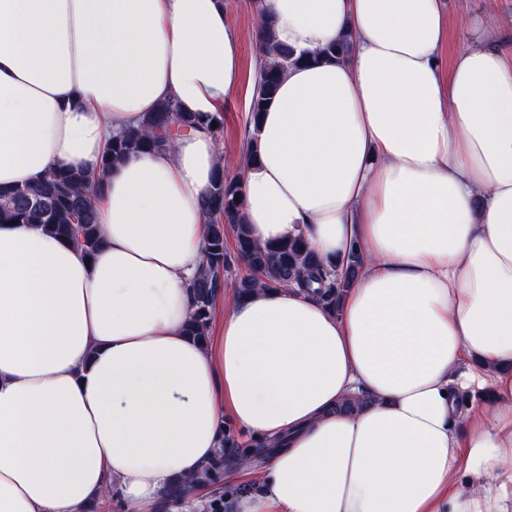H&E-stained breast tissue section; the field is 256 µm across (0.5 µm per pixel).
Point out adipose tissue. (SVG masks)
Segmentation results:
<instances>
[{"mask_svg":"<svg viewBox=\"0 0 512 512\" xmlns=\"http://www.w3.org/2000/svg\"><path fill=\"white\" fill-rule=\"evenodd\" d=\"M262 4L305 61L236 159L244 225L362 264L335 310L227 294L203 344L213 136L102 163L160 103L237 94L224 0H0V189L100 177L103 240L0 223V512H154L229 423L275 447L235 512H512V49L477 20L443 66V0Z\"/></svg>","mask_w":512,"mask_h":512,"instance_id":"1","label":"adipose tissue"}]
</instances>
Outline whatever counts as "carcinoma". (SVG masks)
Wrapping results in <instances>:
<instances>
[{"mask_svg": "<svg viewBox=\"0 0 512 512\" xmlns=\"http://www.w3.org/2000/svg\"><path fill=\"white\" fill-rule=\"evenodd\" d=\"M252 7L260 19L256 46L258 57L265 59V66L254 85L247 119L249 125L258 122L284 71L305 61V57L295 56L294 50L276 42L259 0H253ZM173 127L186 131L203 130L216 138L222 132L223 117L180 112L173 102H163L141 125L112 135L103 168L108 169L142 150L164 149L173 138L170 134ZM99 188L100 185L90 183L80 172L52 168L32 186L0 190V222L42 224L91 255L101 244L92 204V197ZM238 194H243L241 176L230 177L224 170H218L213 187L204 200L208 216L204 262L191 282L194 311L187 324V333L196 339L203 340L208 336L213 303L224 290V272L228 268L227 224L235 226L234 252L248 269L246 275L234 283L242 295L249 294L261 277L269 287L309 289L314 286L317 297L334 308L361 264L359 256L352 252L340 269L332 271L317 258L302 237L281 244H257L243 225L244 200L236 199ZM223 473L224 449L221 448L215 459L203 467L197 483L219 486Z\"/></svg>", "mask_w": 512, "mask_h": 512, "instance_id": "carcinoma-1", "label": "carcinoma"}]
</instances>
